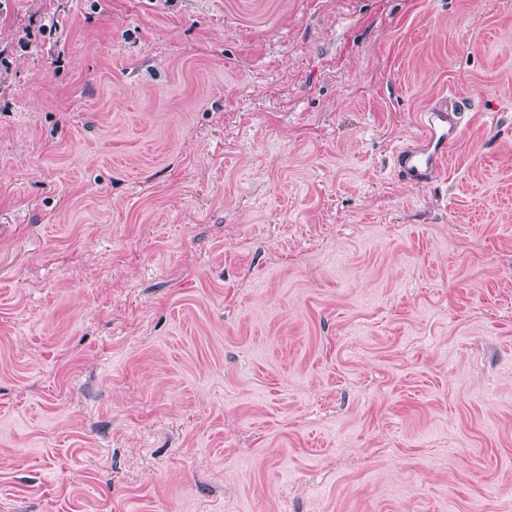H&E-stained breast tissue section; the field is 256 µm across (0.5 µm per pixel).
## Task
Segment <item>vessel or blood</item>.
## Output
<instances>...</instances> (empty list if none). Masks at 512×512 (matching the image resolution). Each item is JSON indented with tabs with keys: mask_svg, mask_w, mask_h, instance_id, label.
Segmentation results:
<instances>
[{
	"mask_svg": "<svg viewBox=\"0 0 512 512\" xmlns=\"http://www.w3.org/2000/svg\"><path fill=\"white\" fill-rule=\"evenodd\" d=\"M462 115L447 104H432L421 116L419 144L397 151L395 166L408 180L422 183L441 173L460 134Z\"/></svg>",
	"mask_w": 512,
	"mask_h": 512,
	"instance_id": "vessel-or-blood-1",
	"label": "vessel or blood"
}]
</instances>
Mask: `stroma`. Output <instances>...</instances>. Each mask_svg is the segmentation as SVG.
Instances as JSON below:
<instances>
[{"label": "stroma", "instance_id": "obj_1", "mask_svg": "<svg viewBox=\"0 0 512 512\" xmlns=\"http://www.w3.org/2000/svg\"><path fill=\"white\" fill-rule=\"evenodd\" d=\"M0 512H512V0H0ZM462 114L448 107V100L432 104L421 116L422 133L417 147L397 151L395 166L410 181L426 182L441 173L448 150L460 134Z\"/></svg>", "mask_w": 512, "mask_h": 512}]
</instances>
